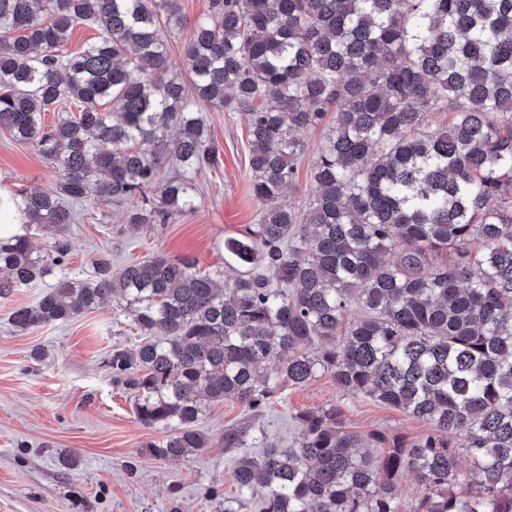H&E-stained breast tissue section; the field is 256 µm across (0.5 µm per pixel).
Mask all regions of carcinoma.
<instances>
[{
    "label": "carcinoma",
    "instance_id": "1",
    "mask_svg": "<svg viewBox=\"0 0 512 512\" xmlns=\"http://www.w3.org/2000/svg\"><path fill=\"white\" fill-rule=\"evenodd\" d=\"M86 23L98 37L68 51ZM182 25L178 0H0V131L60 167L56 191L12 200L54 231L52 255L0 236V300L55 280L12 327L119 297L140 341L108 364L136 420L164 430L157 459L210 447L204 399L259 413L320 375L429 425L377 454L340 407L299 412L292 447L231 467L263 512H399L410 473L414 512H512V0H212L189 84L168 43ZM194 96L244 115L251 192L270 202L224 239L233 275L165 256L114 270L104 254L86 278L66 272L71 202L139 200L135 226L196 209L192 179L219 157ZM62 104L76 114L47 124ZM318 127L297 212L276 199Z\"/></svg>",
    "mask_w": 512,
    "mask_h": 512
}]
</instances>
